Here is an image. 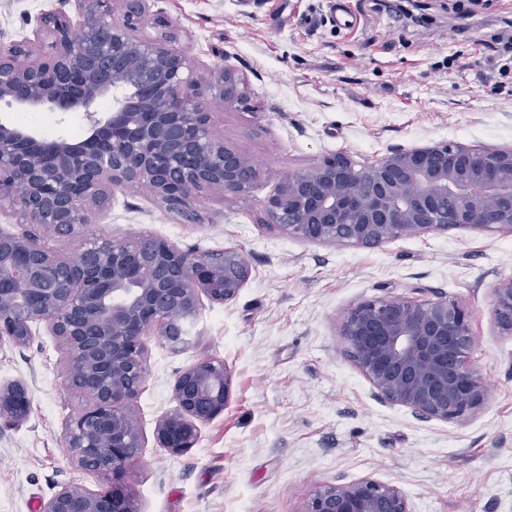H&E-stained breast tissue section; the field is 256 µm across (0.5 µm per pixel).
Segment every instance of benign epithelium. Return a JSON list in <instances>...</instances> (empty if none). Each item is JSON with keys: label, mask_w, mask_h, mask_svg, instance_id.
<instances>
[{"label": "benign epithelium", "mask_w": 512, "mask_h": 512, "mask_svg": "<svg viewBox=\"0 0 512 512\" xmlns=\"http://www.w3.org/2000/svg\"><path fill=\"white\" fill-rule=\"evenodd\" d=\"M82 39L66 13L43 14L31 36L0 45V102L82 112L79 141H47L0 119V212L21 224L75 232L108 207L115 189L147 190L167 211L190 215L196 197L251 193L263 171L211 127L210 102L244 100L231 67L204 71L175 46L170 22L148 0H74ZM154 38L140 35L146 26ZM112 98L101 113L99 102ZM266 223L291 237L374 249L399 238L452 229L512 235V149L448 141L395 147L358 164L345 154L282 180L264 203ZM250 276L241 253L188 252L152 235L89 242L77 263L48 256L35 235L0 233V346L27 345L42 324L65 350L69 384L85 401L66 424L72 461L105 479L91 491L62 487L41 512H135L127 482L141 434L127 406L145 382L150 336L188 344L185 323L200 298L223 303ZM494 320L512 337V279L495 288ZM340 336L377 392L415 417L468 419L487 394L471 365L469 312L447 299L375 298L353 307ZM175 413L158 420L160 447L181 454L198 424L224 414L229 375L204 360L174 383ZM31 412L21 383L0 385V421ZM301 512H410L396 486L367 477L317 489Z\"/></svg>", "instance_id": "obj_1"}]
</instances>
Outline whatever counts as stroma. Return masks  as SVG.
<instances>
[{
    "mask_svg": "<svg viewBox=\"0 0 512 512\" xmlns=\"http://www.w3.org/2000/svg\"><path fill=\"white\" fill-rule=\"evenodd\" d=\"M455 0H418L411 23L388 0H351L355 27L337 29L329 0H151L177 45L217 69L234 68L246 99L211 104L217 137L263 170L249 195L200 198L198 221L167 212L147 192L116 189L78 233L41 232L73 259L96 239L143 234L184 251L237 249L251 274L224 303L202 300L187 348L148 342L147 376L131 410L143 448L129 474L136 512H301L318 487L370 477L397 486L411 512H512V338L493 318L494 290L512 278V236L464 229L376 249L288 237L266 222L281 179L323 156L372 162L396 146L456 141L512 148V73L486 42L512 35V0L461 17ZM72 0H0V44L31 33L42 13ZM504 81L495 91V81ZM0 118L47 139L81 140L80 112L0 106ZM375 297H446L467 307L472 366L484 407L462 423L420 420L382 398L348 355L346 313ZM223 361L230 399L174 455L155 438L176 408L173 385L189 365ZM26 384L31 413L0 424V512H40L61 487L104 488L71 459L65 422L83 403L64 353L45 327L23 347L0 348V385Z\"/></svg>",
    "mask_w": 512,
    "mask_h": 512,
    "instance_id": "35a3bbf8",
    "label": "stroma"
}]
</instances>
